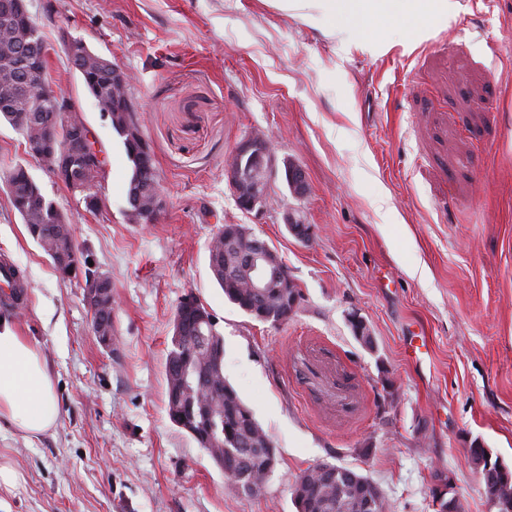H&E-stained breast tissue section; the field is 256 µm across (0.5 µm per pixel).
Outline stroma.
Segmentation results:
<instances>
[{
  "label": "stroma",
  "instance_id": "obj_1",
  "mask_svg": "<svg viewBox=\"0 0 512 512\" xmlns=\"http://www.w3.org/2000/svg\"><path fill=\"white\" fill-rule=\"evenodd\" d=\"M49 46L47 76L103 150L88 211L30 161L0 122V174L27 165L112 282V346L92 331L85 278H62L0 185V262L24 273V308L0 307L52 370L56 426L29 437L0 420V512H296L292 489L320 462L380 488L385 512H433L438 472L461 512H489L467 449L512 467V0H449L418 41L398 23L377 52L263 0H28ZM79 40L132 77L129 95L166 205L127 219L122 140L66 55ZM297 161L309 192L282 181L239 209L224 160L249 133ZM313 225L304 242L282 220ZM224 224L275 247L302 300L288 322L252 319L208 265ZM194 294L224 339V376L273 441L264 490L229 485L169 419L165 360L175 308ZM358 313L374 336L350 329Z\"/></svg>",
  "mask_w": 512,
  "mask_h": 512
}]
</instances>
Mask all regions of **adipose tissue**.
Segmentation results:
<instances>
[{
	"instance_id": "adipose-tissue-1",
	"label": "adipose tissue",
	"mask_w": 512,
	"mask_h": 512,
	"mask_svg": "<svg viewBox=\"0 0 512 512\" xmlns=\"http://www.w3.org/2000/svg\"><path fill=\"white\" fill-rule=\"evenodd\" d=\"M280 11L312 20L340 16L352 19L353 36L369 37L391 18H399L413 34L423 22L448 16V0H270ZM60 411L53 378L40 351L19 336L10 322L0 323V418L16 429L39 435L54 427Z\"/></svg>"
}]
</instances>
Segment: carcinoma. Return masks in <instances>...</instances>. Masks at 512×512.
I'll list each match as a JSON object with an SVG mask.
<instances>
[{
  "mask_svg": "<svg viewBox=\"0 0 512 512\" xmlns=\"http://www.w3.org/2000/svg\"><path fill=\"white\" fill-rule=\"evenodd\" d=\"M5 13L4 0H0V58L12 54L22 43L33 44L34 59L41 72H46L48 49L41 36L30 35L36 27L27 28L20 24L1 19ZM111 80L110 71L96 65H89L82 73L83 84L94 98L104 95ZM34 79L24 80L13 70L0 68V116L9 124L17 125V119L25 109L26 97ZM104 105L109 110L112 129L122 138L125 151L133 164V172L127 189L129 207L145 205L148 195L146 187V166L140 156L135 138L125 132L126 113L120 111L121 102L107 96ZM63 132V122L46 119L41 129L23 131L25 152L32 155L33 146L50 139H58ZM13 185L10 202L21 216L29 236L45 253L57 257L54 266L62 277L67 269L76 265L78 269L90 271L92 255L79 250L74 237L67 232L48 237L46 229L62 223L63 214L48 200L30 175L26 166L16 164L8 170ZM209 267L223 265L236 267L237 259L224 247V238L218 234L211 237L207 247ZM214 278L224 290L225 297L241 310L258 319L256 299L247 288L246 281L239 276L223 275ZM166 409L171 422L181 429L191 426V436L209 455L214 464L231 452L239 451V445H246L242 476L232 477V485L245 494L261 493L263 480L271 468L265 452L268 435L257 422L252 410L243 401L238 391L224 378V343L221 336L213 337L212 344L199 347L195 332L189 331L179 343H172L165 363ZM468 456L477 470L484 472L482 482L487 499L500 496L504 491L512 492V468L494 459L487 448L473 441ZM335 475L331 482L321 478H309L307 483L293 487V500L297 512H378L380 505L373 503L365 507L368 491L360 485L369 477L351 468L331 465Z\"/></svg>",
  "mask_w": 512,
  "mask_h": 512,
  "instance_id": "carcinoma-1",
  "label": "carcinoma"
}]
</instances>
